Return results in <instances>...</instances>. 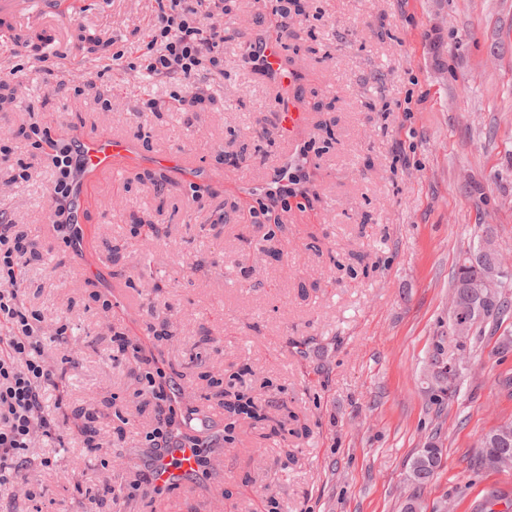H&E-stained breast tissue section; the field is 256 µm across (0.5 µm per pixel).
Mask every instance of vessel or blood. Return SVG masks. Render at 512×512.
Masks as SVG:
<instances>
[{
    "mask_svg": "<svg viewBox=\"0 0 512 512\" xmlns=\"http://www.w3.org/2000/svg\"><path fill=\"white\" fill-rule=\"evenodd\" d=\"M83 0H0V16L13 18L19 13H26L30 21L50 17H67L79 13ZM266 64L274 72L280 73V84L289 87L290 78L281 74L283 66V47L276 40L268 41L264 49ZM82 168L69 198L68 211L75 224H82L85 219L86 189L88 185L107 184L115 168H132L141 158L134 144L121 134L105 131L80 136L77 140ZM154 161L156 164L188 175L194 174L195 168L185 153L159 151ZM198 468V456L190 448H174L161 461L156 462L151 475L155 483L183 490L190 489L194 474Z\"/></svg>",
    "mask_w": 512,
    "mask_h": 512,
    "instance_id": "b4317fda",
    "label": "vessel or blood"
}]
</instances>
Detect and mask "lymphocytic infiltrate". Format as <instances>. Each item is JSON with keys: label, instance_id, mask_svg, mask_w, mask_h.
<instances>
[{"label": "lymphocytic infiltrate", "instance_id": "1", "mask_svg": "<svg viewBox=\"0 0 512 512\" xmlns=\"http://www.w3.org/2000/svg\"><path fill=\"white\" fill-rule=\"evenodd\" d=\"M221 0H166L155 23L152 41L158 46L146 66L152 74H181L191 78L202 64L220 67L224 61V26L220 21ZM210 5L208 28L200 26V8ZM53 166L59 176L52 188L54 215L63 241L74 245L75 234L66 211L67 199L77 171L69 145L58 147ZM40 251L34 239L16 224L0 216V487L7 486L36 501L41 491L24 471L26 453L36 436L64 442L66 433L58 418L43 405V395L57 387L61 373L48 362L45 347L69 341L64 321L45 324L39 311L30 310L19 300L22 272ZM147 389L160 403L155 427L146 434L145 445L154 458L182 442L196 446V438L180 429L182 408L165 388L157 387L153 372H145Z\"/></svg>", "mask_w": 512, "mask_h": 512}]
</instances>
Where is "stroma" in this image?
<instances>
[{"instance_id":"stroma-1","label":"stroma","mask_w":512,"mask_h":512,"mask_svg":"<svg viewBox=\"0 0 512 512\" xmlns=\"http://www.w3.org/2000/svg\"><path fill=\"white\" fill-rule=\"evenodd\" d=\"M224 0V70L145 76L158 0H86L71 19L15 30L0 53V211L45 251L22 272L27 307L67 320L79 363L44 396L70 434L28 456L42 512H401L412 458L431 435L447 453L425 512H476L512 471L472 466L480 436L512 420V355L487 326L462 365L464 404H429L430 355L448 338L452 273L494 225L512 259V0ZM282 37L306 114L287 131L278 83L247 61ZM51 139L31 145L30 127ZM123 134L143 160L92 193L84 248L50 212L56 144ZM187 153L198 176L157 166ZM27 180L11 182L19 163ZM292 173L288 204L248 181ZM122 295L125 309L101 302ZM207 410L187 493L157 486L142 437L157 405L146 366ZM244 392L259 417L232 418ZM107 443L89 453L86 435ZM127 459L113 466L114 457ZM54 458L50 468L41 458ZM139 483L134 498L113 487Z\"/></svg>"}]
</instances>
